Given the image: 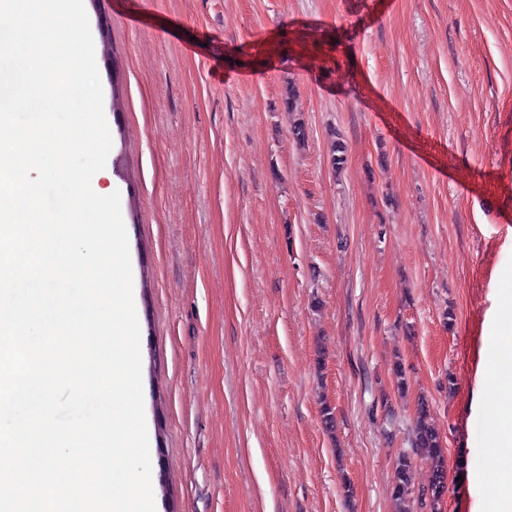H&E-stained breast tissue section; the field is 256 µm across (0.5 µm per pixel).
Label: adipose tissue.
<instances>
[{
    "label": "adipose tissue",
    "instance_id": "obj_1",
    "mask_svg": "<svg viewBox=\"0 0 512 512\" xmlns=\"http://www.w3.org/2000/svg\"><path fill=\"white\" fill-rule=\"evenodd\" d=\"M484 352L503 381L501 422L494 436L496 455L502 462L501 491L494 512H512V303L501 309L497 328L486 341Z\"/></svg>",
    "mask_w": 512,
    "mask_h": 512
}]
</instances>
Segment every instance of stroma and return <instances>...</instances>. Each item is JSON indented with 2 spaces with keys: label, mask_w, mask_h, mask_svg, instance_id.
<instances>
[{
  "label": "stroma",
  "mask_w": 512,
  "mask_h": 512,
  "mask_svg": "<svg viewBox=\"0 0 512 512\" xmlns=\"http://www.w3.org/2000/svg\"><path fill=\"white\" fill-rule=\"evenodd\" d=\"M99 10L157 512H396L421 397L448 465L468 462L443 512H491L503 400L483 348L512 289V0Z\"/></svg>",
  "instance_id": "1"
}]
</instances>
